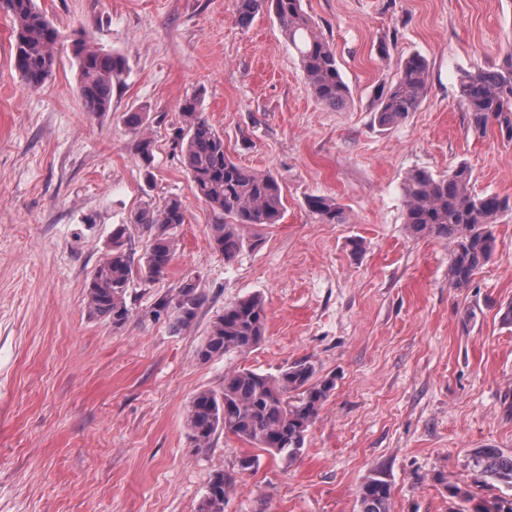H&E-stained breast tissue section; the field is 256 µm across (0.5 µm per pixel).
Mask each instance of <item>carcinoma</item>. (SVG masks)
<instances>
[{
    "mask_svg": "<svg viewBox=\"0 0 512 512\" xmlns=\"http://www.w3.org/2000/svg\"><path fill=\"white\" fill-rule=\"evenodd\" d=\"M13 20L14 66L32 88L42 86L52 75L61 35L36 6L35 0H0ZM267 9L296 49L307 83L316 98L334 108L350 94L337 64L336 53L317 31L303 9L302 0H236V21L248 26L255 15ZM80 79L78 95L85 111L102 113L112 107L113 81L123 73V58L88 45L74 44ZM428 68L425 60L410 56L399 66L397 78L376 96L378 123L393 125L417 110L426 94ZM458 94L468 114V130L483 137L495 128L512 141V50L499 67L476 73L463 72ZM180 126L172 143L194 186L195 195L213 211L210 225L215 249L224 259H235L246 245L242 235L248 226L276 224L285 204L282 186L272 174L253 172L233 160L224 150V137L203 118L198 97L186 98L180 106ZM147 112H127L124 125L137 139L146 162H151L152 140L148 136ZM468 166L458 165L446 175L415 170L407 178L405 224L413 237L435 236L450 242L448 279L456 288L471 285L476 272L497 248L495 227L508 212L512 199L498 194L476 195ZM309 210L325 224H345L344 209L323 195L308 197ZM188 220V210L178 196L160 203H147L135 212L132 223L147 235L148 247L134 261L128 245V225L112 230L111 245L87 285L86 307L94 317L121 328L130 317L127 294L135 276L151 280L163 275L176 253L175 233ZM206 296L193 277H186L174 295L158 297L150 310L153 319L165 318L175 332L192 326ZM267 314L261 297L241 298L217 313L198 348L204 362L230 355H246L265 336ZM309 361L297 362L269 374L251 368L224 373L221 390L197 392L185 410L186 426L198 448L210 444L222 430L251 447L294 461L302 452L306 433L332 395L331 379H315ZM469 465L486 486L512 488V454L499 448H476ZM453 496L467 506L451 512H512V498L476 497L459 487ZM226 481L216 471L209 480L197 512H224ZM358 512H392L389 482L368 478L358 489Z\"/></svg>",
    "mask_w": 512,
    "mask_h": 512,
    "instance_id": "carcinoma-1",
    "label": "carcinoma"
}]
</instances>
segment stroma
<instances>
[{"label": "stroma", "mask_w": 512, "mask_h": 512, "mask_svg": "<svg viewBox=\"0 0 512 512\" xmlns=\"http://www.w3.org/2000/svg\"><path fill=\"white\" fill-rule=\"evenodd\" d=\"M36 5L67 41L36 90L0 12V512H196L218 469L224 512H357L374 475L390 483L393 512H448L454 484L512 496L468 466L476 448L512 453V326L499 312L512 302V213L460 291L447 241L408 235L404 190L414 170L464 163L476 194L512 197V141L473 136L457 98L461 72L496 67L512 45V0H303L350 89L336 108L312 94L274 15L240 26L235 0ZM81 37L125 59L111 111L82 107L69 46ZM416 54L425 98L380 126L376 91ZM193 95L228 156L283 188L282 219L250 230L255 246L231 261L173 150ZM132 111L150 115L152 162L123 124ZM172 194L189 221L164 277L134 281L121 329L90 317L86 287L113 227ZM312 195L335 198L349 223H322ZM188 273L207 301L177 333L148 311ZM253 294L267 311L260 345L199 360L216 312ZM301 360L334 390L296 460L263 452L244 473L252 449L236 438L195 446L184 411L196 392L220 390L234 367L274 374Z\"/></svg>", "instance_id": "1"}]
</instances>
